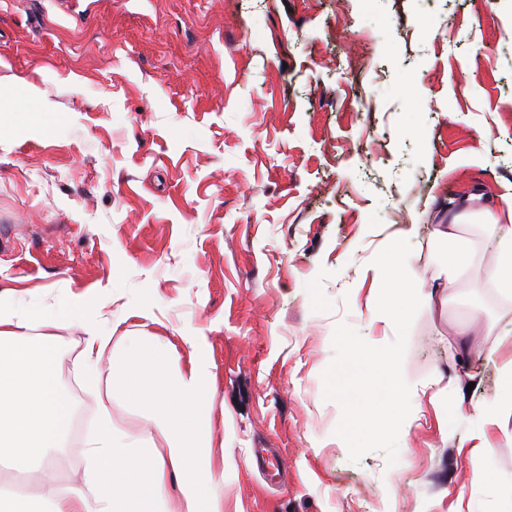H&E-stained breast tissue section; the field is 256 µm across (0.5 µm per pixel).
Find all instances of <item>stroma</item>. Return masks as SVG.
Listing matches in <instances>:
<instances>
[{
  "label": "stroma",
  "instance_id": "obj_1",
  "mask_svg": "<svg viewBox=\"0 0 512 512\" xmlns=\"http://www.w3.org/2000/svg\"><path fill=\"white\" fill-rule=\"evenodd\" d=\"M511 28L512 0H0V292L103 307L119 353L197 354L224 512H498L512 448L464 443L497 370L460 361L454 327L510 355L512 298L445 278L433 230L512 187ZM402 230L447 299L405 316L403 369L430 383L406 433L373 399L394 338L359 281ZM86 337L57 329L54 365L95 417ZM111 411L162 447L122 395Z\"/></svg>",
  "mask_w": 512,
  "mask_h": 512
}]
</instances>
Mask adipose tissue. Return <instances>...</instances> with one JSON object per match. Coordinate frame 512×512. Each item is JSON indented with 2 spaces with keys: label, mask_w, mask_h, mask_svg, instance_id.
Segmentation results:
<instances>
[{
  "label": "adipose tissue",
  "mask_w": 512,
  "mask_h": 512,
  "mask_svg": "<svg viewBox=\"0 0 512 512\" xmlns=\"http://www.w3.org/2000/svg\"><path fill=\"white\" fill-rule=\"evenodd\" d=\"M472 219L481 224L496 251L494 264L485 271L486 280L511 296V193L490 199L475 189L449 208L446 223L436 227L447 248L446 274L462 277L472 265L473 244L462 236L464 224ZM360 277L388 285L387 297L370 301L368 311L371 325H382L396 336L404 333L407 311L419 304L433 307L441 299L438 289L424 287L409 273L407 258L397 249L382 252ZM71 321L81 322L87 331L89 389L96 394L118 392L142 405L165 446L160 451H140L139 440L114 433L109 410H102L97 429L84 443V467L77 480L62 490L45 451L59 447L72 411L54 375L50 331ZM100 322V309H87L79 301L52 311H34L0 295V464L26 472L50 504V512H151L155 503L161 512H224L223 500L205 492L224 476L223 469L214 466L210 449L214 398L202 388L206 364L192 356L185 368L172 372L161 355L136 347L113 356L109 377H102L98 362L112 337L100 331ZM35 337L41 339L40 347H32ZM400 359L399 349L388 347L374 361L383 392L395 401L421 388L403 372ZM498 379V394L482 407L481 415L485 426L497 427L512 447V356L500 363ZM484 428L470 433L466 441L486 457L492 444ZM173 475L182 479L180 493L168 498L165 486Z\"/></svg>",
  "instance_id": "obj_1"
}]
</instances>
